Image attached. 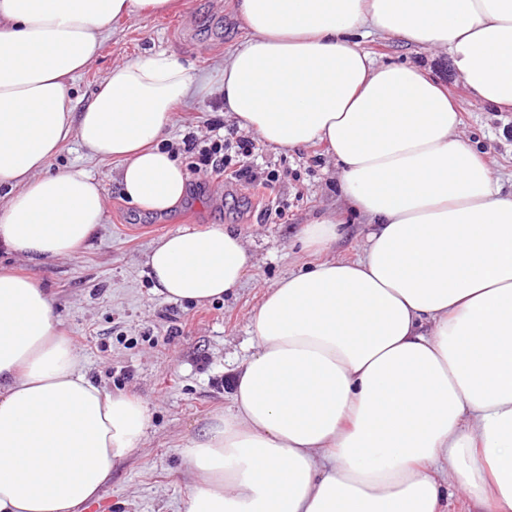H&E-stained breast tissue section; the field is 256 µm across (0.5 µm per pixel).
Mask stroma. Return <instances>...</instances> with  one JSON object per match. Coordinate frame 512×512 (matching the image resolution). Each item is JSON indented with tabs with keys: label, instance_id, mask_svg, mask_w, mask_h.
Instances as JSON below:
<instances>
[{
	"label": "stroma",
	"instance_id": "35a3bbf8",
	"mask_svg": "<svg viewBox=\"0 0 512 512\" xmlns=\"http://www.w3.org/2000/svg\"><path fill=\"white\" fill-rule=\"evenodd\" d=\"M232 4L182 0L177 12L118 22L97 58L71 82L73 99L85 105L112 66L147 49L175 53L198 72L218 75L225 57L248 37ZM359 43L378 62H410L443 83L459 106L461 134L486 152L503 192L512 191V112L479 102L457 81L447 57L375 33ZM217 101L213 95L181 107L165 142L181 144L189 133L205 140L218 124L228 145H235L243 133ZM251 163L256 170L276 172V180L256 188L235 177L191 171L180 206L153 216L139 213L120 194L118 161L91 157L72 139L51 166L82 167L101 182L102 224L73 259L29 261L0 244L1 266L20 268L46 288L86 375L111 392L141 399L151 410L140 450L114 464L111 482L84 512H186L192 477L180 450L229 406L230 389L218 380L232 376L247 356L250 316L265 287L307 263L297 233L335 213L346 230L333 257L354 258L365 240V220L348 211L326 145L288 151L259 141ZM218 225L242 233L254 255L255 266L239 288L203 305L156 296L146 266L154 242L185 226Z\"/></svg>",
	"mask_w": 512,
	"mask_h": 512
}]
</instances>
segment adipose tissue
<instances>
[{"label": "adipose tissue", "instance_id": "adipose-tissue-1", "mask_svg": "<svg viewBox=\"0 0 512 512\" xmlns=\"http://www.w3.org/2000/svg\"><path fill=\"white\" fill-rule=\"evenodd\" d=\"M176 3L0 0V244L72 258L102 223V184L50 169L71 139L120 162L132 206L173 209L187 172L160 140L177 106L215 92L270 147L328 145L370 231L339 260L336 217L301 229L315 261L265 289L228 410L181 450L186 512H444L452 491L469 512H512V195L443 84L354 39L372 28L442 51L512 112V0H236L248 37L219 77L149 49L75 110L70 83L104 32ZM147 265L157 295L204 304L253 255L239 233L184 227ZM150 422L145 402L82 373L45 289L0 268V512H82Z\"/></svg>", "mask_w": 512, "mask_h": 512}]
</instances>
